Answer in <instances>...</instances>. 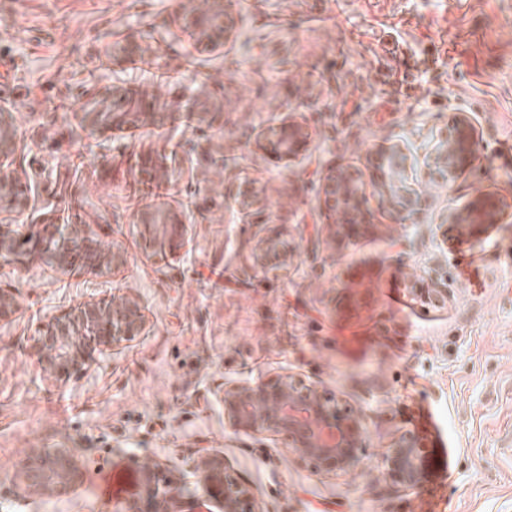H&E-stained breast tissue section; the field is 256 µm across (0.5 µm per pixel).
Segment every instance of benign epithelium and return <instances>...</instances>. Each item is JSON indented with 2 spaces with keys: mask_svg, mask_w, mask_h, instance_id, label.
Returning a JSON list of instances; mask_svg holds the SVG:
<instances>
[{
  "mask_svg": "<svg viewBox=\"0 0 512 512\" xmlns=\"http://www.w3.org/2000/svg\"><path fill=\"white\" fill-rule=\"evenodd\" d=\"M183 14L184 28L216 47L224 42V0H190ZM270 146L284 156L296 154L306 141L291 125L271 131ZM473 143L459 131L456 139H443L440 152L447 156L448 176L461 171ZM328 193L336 198L343 214L355 217L358 193L350 182L335 179ZM156 236L164 238L175 228L170 216L156 211L145 219ZM29 246L28 254L67 270L76 266L101 273L121 260L115 251L101 248L87 224H1L0 259L11 262L18 246ZM145 320L136 302L111 296L86 301L65 310L42 327L37 338L42 350V370L69 375L88 368L114 348L141 335ZM224 414L234 433L282 434L292 450L325 473L347 472L361 461L359 442L364 432L361 419L344 417L334 401L316 388L285 374L258 383L248 381L224 389ZM430 450L417 438H409L390 450L385 458L388 474L405 489L417 487L425 478ZM205 491L219 498L222 512H255L250 488L229 469L224 459L204 456L199 463ZM68 469L61 450L43 452L28 471L31 485L60 484ZM115 512H188L175 487L160 488L153 471L144 469L135 477L129 493L116 497Z\"/></svg>",
  "mask_w": 512,
  "mask_h": 512,
  "instance_id": "7a95c632",
  "label": "benign epithelium"
}]
</instances>
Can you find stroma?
<instances>
[{
	"label": "stroma",
	"instance_id": "stroma-1",
	"mask_svg": "<svg viewBox=\"0 0 512 512\" xmlns=\"http://www.w3.org/2000/svg\"><path fill=\"white\" fill-rule=\"evenodd\" d=\"M186 0H0V113L23 192L0 225L87 224L122 264L0 266L19 308L0 322V512H113L112 466L156 469L193 512L201 449L249 485L257 512H512V0H224L235 26L187 65ZM474 153L443 176L439 139ZM299 124L287 157L270 129ZM345 175L362 219L326 193ZM426 199L409 216L402 201ZM494 222L456 220L478 197ZM185 227L153 248L142 212ZM285 249L263 264L260 246ZM443 283V303L412 289ZM115 294L143 333L91 368L43 372L53 315ZM288 374L364 424L349 471L316 472L278 434H236L224 389ZM431 450L406 491L384 459ZM60 449L65 483L28 486Z\"/></svg>",
	"mask_w": 512,
	"mask_h": 512
}]
</instances>
